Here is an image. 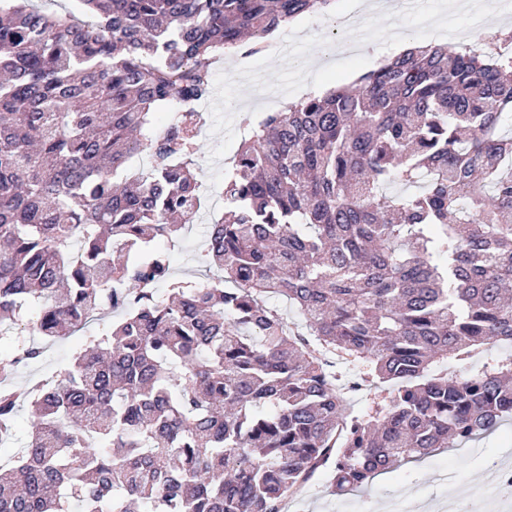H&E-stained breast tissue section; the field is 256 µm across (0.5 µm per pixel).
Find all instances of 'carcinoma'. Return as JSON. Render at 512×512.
<instances>
[{
	"mask_svg": "<svg viewBox=\"0 0 512 512\" xmlns=\"http://www.w3.org/2000/svg\"><path fill=\"white\" fill-rule=\"evenodd\" d=\"M79 2L95 20L0 0V338L123 315L32 394L2 383L44 347L0 360V445L21 402L35 419L0 512H281L329 462L351 493L512 418L511 358L429 376L512 342V31L264 113L203 244L222 276L197 285L156 242L201 211L213 64L332 0ZM328 353L389 385L373 415Z\"/></svg>",
	"mask_w": 512,
	"mask_h": 512,
	"instance_id": "obj_1",
	"label": "carcinoma"
}]
</instances>
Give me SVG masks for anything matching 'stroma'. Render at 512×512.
Masks as SVG:
<instances>
[{
	"instance_id": "obj_1",
	"label": "stroma",
	"mask_w": 512,
	"mask_h": 512,
	"mask_svg": "<svg viewBox=\"0 0 512 512\" xmlns=\"http://www.w3.org/2000/svg\"><path fill=\"white\" fill-rule=\"evenodd\" d=\"M436 2L417 0L415 7L391 18L372 14L360 21L353 31L336 28L335 38L358 39L364 48L356 55L337 57L326 68L315 63L324 33L323 21L328 17L352 15L356 0H335L328 16H303L284 26L269 39L265 51L253 57L269 92L275 96L274 102L266 104V111H278L289 101L309 92L320 93L352 84L362 72L377 68L384 60L398 54L399 49L391 37L396 28L419 45L449 41L461 47L479 48L487 36V29L473 15L461 12L436 26H427L420 9L434 6ZM241 72V57L237 54L216 64L213 93L203 108L206 118L200 138L203 152L197 158L206 202L198 222L190 226L171 250L174 276L200 284L206 281L201 254L207 227L224 211L220 202L224 173L243 137L239 113L224 108L225 100L242 90ZM101 330V325L93 322L72 336L49 345L40 363L20 370L17 384L31 385L56 376L72 363L86 337L98 335ZM494 458L504 462L512 460V422L472 442L470 448L444 449L434 456L379 475L367 488L353 494L337 491L329 472H319L299 491L284 499L282 512H357V505L362 501L369 502L373 512H379L382 503L389 499L408 503L418 496L443 498L447 495L446 489L433 480L439 471L448 473L456 485L484 487L487 497L493 499L497 497L498 489L487 464Z\"/></svg>"
}]
</instances>
